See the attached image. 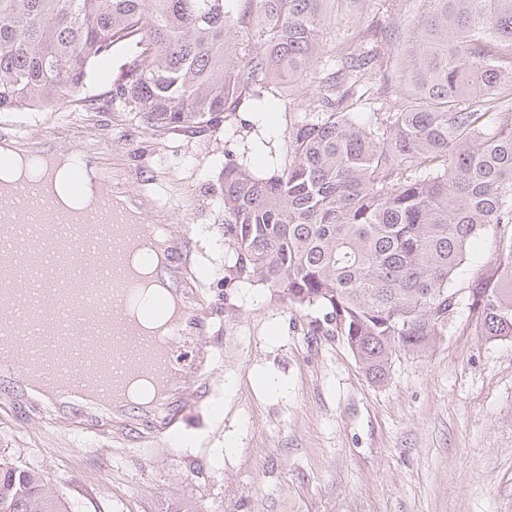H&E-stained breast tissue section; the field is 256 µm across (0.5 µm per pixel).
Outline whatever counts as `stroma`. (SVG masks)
<instances>
[{"label": "stroma", "mask_w": 512, "mask_h": 512, "mask_svg": "<svg viewBox=\"0 0 512 512\" xmlns=\"http://www.w3.org/2000/svg\"><path fill=\"white\" fill-rule=\"evenodd\" d=\"M425 0H328L312 69L276 86L272 129L248 105L193 135L161 134L106 100L123 50L92 66L80 122L2 111L0 139L84 154L125 195L158 183L166 211L143 223L181 228L193 269L188 299L205 323L186 337L207 356L165 413L110 426L51 416L20 380L0 376V456L39 473L70 512H512V338L482 336L460 312L422 352L401 350L372 383L323 314L258 283L230 279L224 167H287L288 130L313 110L339 55L401 63ZM196 401L190 413L179 406ZM233 440L232 454L218 450Z\"/></svg>", "instance_id": "35a3bbf8"}]
</instances>
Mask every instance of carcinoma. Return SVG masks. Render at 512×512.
Here are the masks:
<instances>
[{"label": "carcinoma", "instance_id": "obj_1", "mask_svg": "<svg viewBox=\"0 0 512 512\" xmlns=\"http://www.w3.org/2000/svg\"><path fill=\"white\" fill-rule=\"evenodd\" d=\"M327 0H0V111L62 105L93 63L125 61L110 101L150 129H216L244 100L315 57ZM394 112L351 116L383 65L336 59L318 109L288 131L293 160L270 177L224 166V240L234 278L323 312L365 375L423 350L454 314L512 338V0H427ZM259 28L257 48L238 34ZM497 258L449 287L486 227ZM0 512H69L33 471L0 460Z\"/></svg>", "mask_w": 512, "mask_h": 512}]
</instances>
